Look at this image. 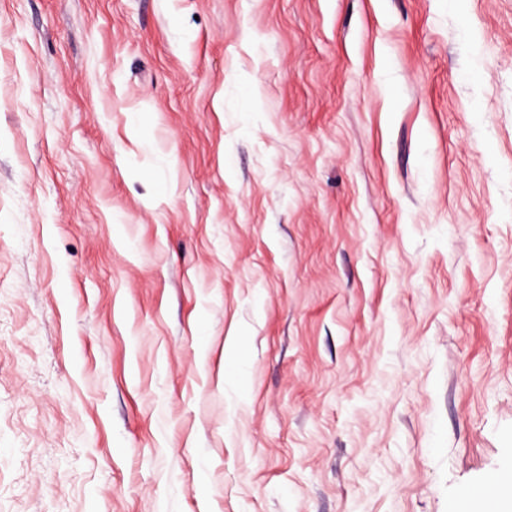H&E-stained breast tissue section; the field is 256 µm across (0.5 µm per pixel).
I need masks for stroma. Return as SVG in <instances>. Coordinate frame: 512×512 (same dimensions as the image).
<instances>
[{
    "mask_svg": "<svg viewBox=\"0 0 512 512\" xmlns=\"http://www.w3.org/2000/svg\"><path fill=\"white\" fill-rule=\"evenodd\" d=\"M509 466L512 0H0V512Z\"/></svg>",
    "mask_w": 512,
    "mask_h": 512,
    "instance_id": "obj_1",
    "label": "stroma"
}]
</instances>
